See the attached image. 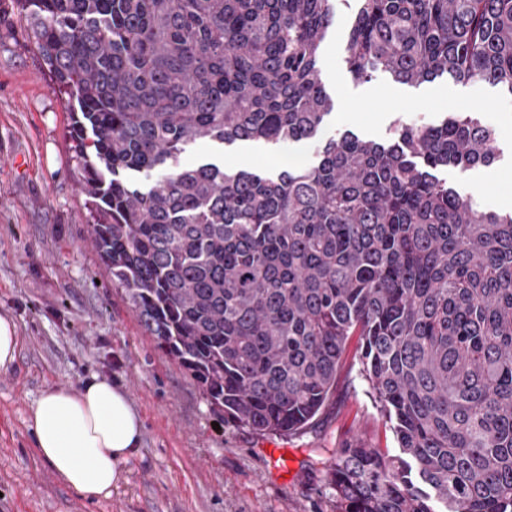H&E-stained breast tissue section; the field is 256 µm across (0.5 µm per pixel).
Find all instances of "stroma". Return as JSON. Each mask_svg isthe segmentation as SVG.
<instances>
[{"label": "stroma", "mask_w": 512, "mask_h": 512, "mask_svg": "<svg viewBox=\"0 0 512 512\" xmlns=\"http://www.w3.org/2000/svg\"><path fill=\"white\" fill-rule=\"evenodd\" d=\"M354 10L350 0H337L323 46L321 75L335 108L322 138L350 131L381 141L400 116L438 121L479 113L497 133L499 159L440 176L484 208L511 211L512 99L489 84L448 77L417 87L384 73L355 82L346 65ZM69 113L15 0H0V314L20 336L15 362L0 371V512H336L327 478L341 448L399 451L362 375L360 338L350 337L335 390L301 432L262 436L216 425L197 384L146 335L89 241ZM291 159L314 162L316 150L200 141L179 163L255 170ZM93 373L125 387L144 429L141 453L124 466L118 489L90 503L41 459L27 418L45 391H76ZM276 449L295 461L278 478L270 473Z\"/></svg>", "instance_id": "1"}]
</instances>
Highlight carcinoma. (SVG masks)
Instances as JSON below:
<instances>
[{"mask_svg":"<svg viewBox=\"0 0 512 512\" xmlns=\"http://www.w3.org/2000/svg\"><path fill=\"white\" fill-rule=\"evenodd\" d=\"M358 82L447 75L512 96V0H356ZM57 90L89 237L144 331L210 410L256 434L308 424L361 337L400 454L351 445L336 512H512V211L440 168L489 167L474 112L320 133L335 0H16ZM316 143L278 171L182 167L200 140ZM165 167L146 191L125 175Z\"/></svg>","mask_w":512,"mask_h":512,"instance_id":"obj_1","label":"carcinoma"}]
</instances>
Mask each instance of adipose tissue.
I'll return each mask as SVG.
<instances>
[{
	"label": "adipose tissue",
	"mask_w": 512,
	"mask_h": 512,
	"mask_svg": "<svg viewBox=\"0 0 512 512\" xmlns=\"http://www.w3.org/2000/svg\"><path fill=\"white\" fill-rule=\"evenodd\" d=\"M28 426L59 480L91 502L111 496L123 466L141 449V418L124 387L105 376H90L75 394L46 391Z\"/></svg>",
	"instance_id": "obj_1"
}]
</instances>
